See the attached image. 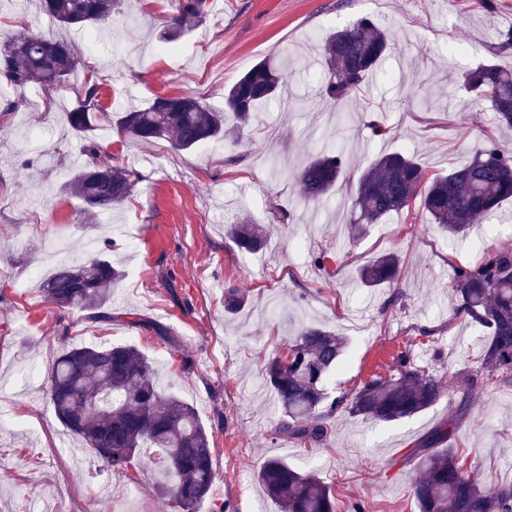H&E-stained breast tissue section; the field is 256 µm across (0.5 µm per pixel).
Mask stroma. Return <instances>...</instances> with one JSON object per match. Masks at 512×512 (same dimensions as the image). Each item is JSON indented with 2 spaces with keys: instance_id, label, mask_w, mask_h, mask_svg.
<instances>
[{
  "instance_id": "1",
  "label": "stroma",
  "mask_w": 512,
  "mask_h": 512,
  "mask_svg": "<svg viewBox=\"0 0 512 512\" xmlns=\"http://www.w3.org/2000/svg\"><path fill=\"white\" fill-rule=\"evenodd\" d=\"M213 0L204 26L161 39L169 0H136L113 15L94 48L83 32L60 28L37 0H0V38L19 32L67 37L77 67L48 89L0 79V512H153L162 475L146 458L114 474L56 417L47 398L53 361L76 345L129 343L153 360L163 394L193 405L211 439L212 494L197 512H281L256 472L279 457L314 471L336 498L366 512H418L412 452L454 413L470 409L452 442L480 481H512V377L483 385L486 332L456 313L453 268L512 244V223L448 242L419 206L355 233V182L380 153L413 155L426 174L469 160L486 135L512 150L490 105H467L463 71L481 63L512 69V49L491 53L512 28V0ZM365 15L384 18L393 45L370 93L341 103L319 96V45L332 29ZM277 57L288 81L280 98L258 106L239 142L178 151L118 134L105 113L144 108L158 96L195 94L217 109L224 90L263 59ZM99 83L104 111L90 135L67 116L85 78ZM94 139L102 157L136 171L132 194L87 218L65 192ZM346 150L347 176L318 204L300 201L296 170L319 151ZM285 222H278V215ZM267 235L244 254L225 235L238 218ZM136 249H129V241ZM62 242L65 262L107 249L126 273L111 320L64 312L46 302L39 270ZM399 255L392 288H364L360 266L382 252ZM235 287L242 306H224ZM322 326L345 342L326 380L330 399L365 381L396 375L410 353L440 378L446 400L403 421L379 423L346 409L326 413L318 445L276 434L281 410L263 379L269 358L286 351L301 325Z\"/></svg>"
}]
</instances>
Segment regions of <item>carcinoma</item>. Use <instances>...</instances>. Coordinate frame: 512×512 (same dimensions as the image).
Here are the masks:
<instances>
[{
	"label": "carcinoma",
	"instance_id": "carcinoma-1",
	"mask_svg": "<svg viewBox=\"0 0 512 512\" xmlns=\"http://www.w3.org/2000/svg\"><path fill=\"white\" fill-rule=\"evenodd\" d=\"M124 0H42L44 12L64 27L86 28L112 17ZM210 0H171L163 39L178 40L203 25ZM390 45L378 17L364 16L331 31L321 55L326 70L322 97L340 101L360 92L378 68ZM76 69L68 42L40 34L17 33L0 44V75L16 87L38 83L52 87ZM286 75L271 61L257 63L224 93V110H216L197 96H158L150 105L119 113L113 125L127 137L142 142L164 140L178 150L207 141H239L258 103L272 99ZM462 89L472 105L488 102L497 126L512 129V69L479 64L462 73ZM81 105L68 113L71 127L83 132L92 126L98 84L87 82ZM87 161L65 190L79 197L88 217H96L129 197L136 175L121 165L100 161V146L86 140ZM346 175L345 152L324 151L298 171L299 194L307 203L323 201ZM512 198V152L486 137L473 156L448 174L425 175L415 158L391 152L373 160L360 175L352 220L356 231L380 224L418 203L433 223L449 236L462 237L471 228L500 215L502 203ZM227 235L241 250L254 252L265 244L259 229L238 221L227 225ZM398 255L381 253L358 272L367 288L398 283ZM124 277L122 270L102 254L65 264L43 284L46 301L61 310L87 311L108 318L112 288ZM457 313L488 331L482 369L488 380L512 374V247L484 254L474 265L453 267ZM344 341L323 328L299 329L288 352L291 358L270 359L267 383L276 393L282 419L276 432L302 443L319 444L326 437L322 408L327 400L325 381L336 367ZM398 377L374 378L350 397L332 401L346 405L353 416L395 422L421 413L444 397L441 381L399 356ZM48 398L61 423L92 448L99 460L116 474L125 473L141 452L152 455L166 474L160 496L181 512H196L214 481L209 435L195 408L174 396L160 393L156 369L136 346L103 344L72 347L58 356L49 373ZM469 408L459 401L448 421L414 450L420 474L411 492L419 512H512V483L483 485L468 474L452 448H437L453 438ZM256 479L283 512H336L331 490L312 471L278 458L266 460Z\"/></svg>",
	"mask_w": 512,
	"mask_h": 512
}]
</instances>
